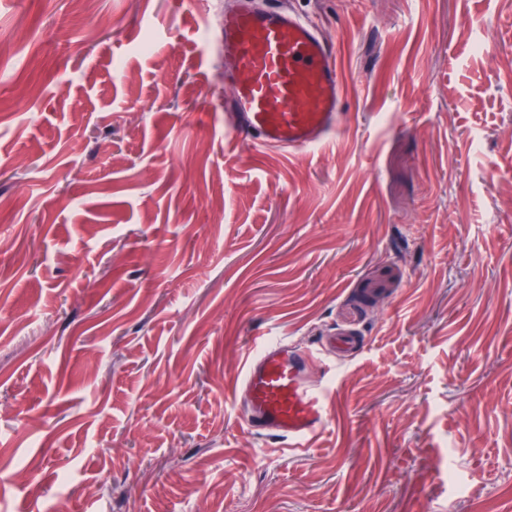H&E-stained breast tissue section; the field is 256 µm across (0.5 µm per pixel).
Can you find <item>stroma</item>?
Returning <instances> with one entry per match:
<instances>
[{
	"label": "stroma",
	"instance_id": "obj_1",
	"mask_svg": "<svg viewBox=\"0 0 512 512\" xmlns=\"http://www.w3.org/2000/svg\"><path fill=\"white\" fill-rule=\"evenodd\" d=\"M233 2L0 0V512H512V0H286L344 84L290 153L224 131ZM340 332L307 447L240 421Z\"/></svg>",
	"mask_w": 512,
	"mask_h": 512
}]
</instances>
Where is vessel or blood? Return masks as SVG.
Instances as JSON below:
<instances>
[{
	"mask_svg": "<svg viewBox=\"0 0 512 512\" xmlns=\"http://www.w3.org/2000/svg\"><path fill=\"white\" fill-rule=\"evenodd\" d=\"M221 22L233 132L258 148L313 150L330 142L341 128L343 81L312 22L275 4L228 8ZM353 343L331 336L313 351L279 340L248 354L238 395L247 428L305 446L330 416L327 385L307 371Z\"/></svg>",
	"mask_w": 512,
	"mask_h": 512,
	"instance_id": "b4317fda",
	"label": "vessel or blood"
}]
</instances>
